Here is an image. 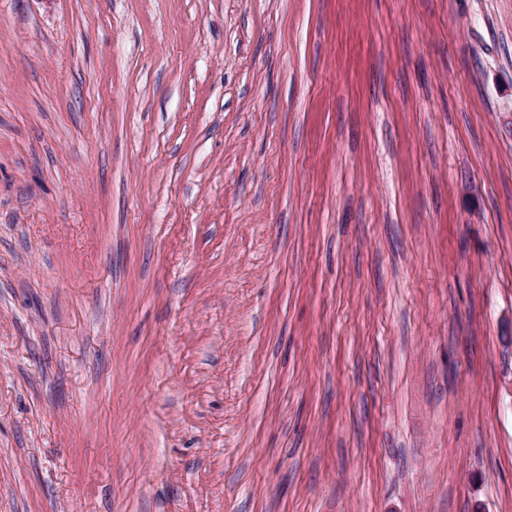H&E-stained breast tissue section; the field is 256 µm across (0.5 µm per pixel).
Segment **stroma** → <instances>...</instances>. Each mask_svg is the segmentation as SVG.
Listing matches in <instances>:
<instances>
[{
  "label": "stroma",
  "instance_id": "stroma-1",
  "mask_svg": "<svg viewBox=\"0 0 512 512\" xmlns=\"http://www.w3.org/2000/svg\"><path fill=\"white\" fill-rule=\"evenodd\" d=\"M0 512H512V0H0Z\"/></svg>",
  "mask_w": 512,
  "mask_h": 512
}]
</instances>
